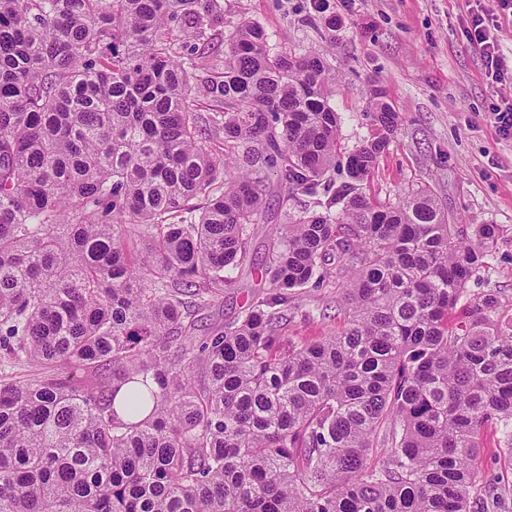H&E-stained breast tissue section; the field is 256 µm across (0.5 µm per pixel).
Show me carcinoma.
I'll list each match as a JSON object with an SVG mask.
<instances>
[{
	"label": "carcinoma",
	"mask_w": 512,
	"mask_h": 512,
	"mask_svg": "<svg viewBox=\"0 0 512 512\" xmlns=\"http://www.w3.org/2000/svg\"><path fill=\"white\" fill-rule=\"evenodd\" d=\"M225 27L218 0H0V362L36 367L0 378V512H488L512 319L493 291L448 314L497 225L465 242L427 189L359 191L382 99L336 183L335 75L250 20L221 58ZM271 174L310 209L270 236V292L199 336ZM326 281L343 329L282 335ZM510 430V426L500 424L486 428L480 439L483 450L472 463L477 472L474 497L494 492L499 499V510L494 512H512V466L509 456L500 448L504 434Z\"/></svg>",
	"instance_id": "1"
}]
</instances>
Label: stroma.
<instances>
[{
	"instance_id": "35a3bbf8",
	"label": "stroma",
	"mask_w": 512,
	"mask_h": 512,
	"mask_svg": "<svg viewBox=\"0 0 512 512\" xmlns=\"http://www.w3.org/2000/svg\"><path fill=\"white\" fill-rule=\"evenodd\" d=\"M228 26L260 23L273 50L319 54L336 74L330 104L340 117L337 141L349 152L377 134L376 90L401 116V128L372 175L363 182L371 200L388 203L429 189L439 207L471 239L478 224L499 227L497 249L466 286L462 304L495 290L512 317V140L486 118L512 88L490 83L479 54L464 37L465 0H221ZM260 275L245 271L237 287L202 310L204 328L237 317L253 294L268 292ZM335 285L305 288L284 330L296 342L339 331ZM507 429L484 430L473 462L476 495L493 492L498 512H512V458L500 447Z\"/></svg>"
}]
</instances>
